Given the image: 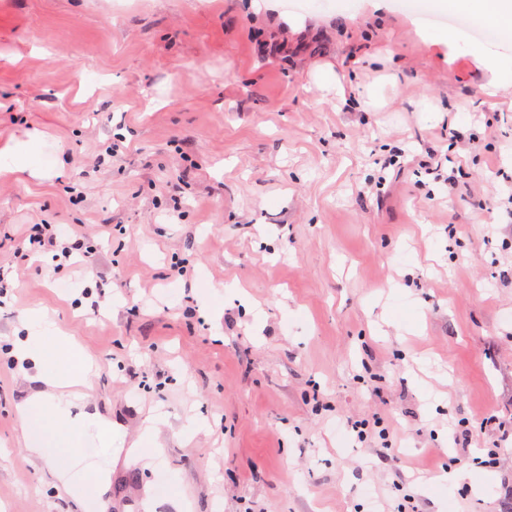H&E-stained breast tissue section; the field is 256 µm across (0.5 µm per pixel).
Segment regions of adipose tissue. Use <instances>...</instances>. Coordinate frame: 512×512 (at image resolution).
I'll return each instance as SVG.
<instances>
[{
    "mask_svg": "<svg viewBox=\"0 0 512 512\" xmlns=\"http://www.w3.org/2000/svg\"><path fill=\"white\" fill-rule=\"evenodd\" d=\"M60 157L44 160L33 141L20 142L0 151L1 174H26L38 177L44 173L62 174ZM25 336L17 338L15 356L32 364L39 379L57 387L90 386L94 376L93 362L72 336L64 333L57 323L38 309L29 310L23 321ZM17 417L23 428L46 426L43 440L28 442L31 454L51 455L59 479H67L65 462L75 440H85L99 459L97 466L83 482H69L75 499L91 492H105L112 474V449L117 443L112 434V422L90 402L75 404L74 400L37 392L17 407Z\"/></svg>",
    "mask_w": 512,
    "mask_h": 512,
    "instance_id": "adipose-tissue-1",
    "label": "adipose tissue"
}]
</instances>
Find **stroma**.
Returning <instances> with one entry per match:
<instances>
[{"label":"stroma","mask_w":512,"mask_h":512,"mask_svg":"<svg viewBox=\"0 0 512 512\" xmlns=\"http://www.w3.org/2000/svg\"><path fill=\"white\" fill-rule=\"evenodd\" d=\"M426 16L0 0V149L36 135L65 162L0 175V263L35 224L77 225L95 251L12 272L0 339L47 310L96 359L87 398L124 452L163 450L153 468L113 458L105 512H394L406 494L415 512H512V223L411 165L363 191L380 158L447 150L451 128L476 137L466 185L487 195L512 171V89L489 96L485 59L433 44ZM388 72L385 107L364 111ZM46 388L0 357V512H80L16 416ZM395 81V75L387 73L377 77L370 87L367 88L365 93V100L362 103L363 109L366 111L372 110L377 112L381 109L385 102L383 96L384 87L387 84H392Z\"/></svg>","instance_id":"35a3bbf8"}]
</instances>
